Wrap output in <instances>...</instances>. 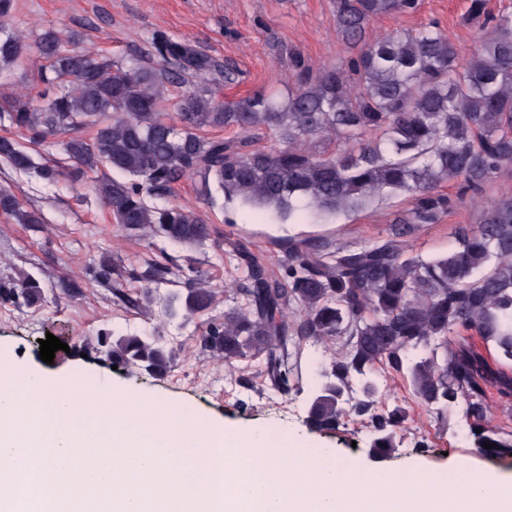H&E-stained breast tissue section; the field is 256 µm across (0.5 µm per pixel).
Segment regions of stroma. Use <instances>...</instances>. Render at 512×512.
<instances>
[{
    "mask_svg": "<svg viewBox=\"0 0 512 512\" xmlns=\"http://www.w3.org/2000/svg\"><path fill=\"white\" fill-rule=\"evenodd\" d=\"M468 5L469 0H421L416 12L384 17L371 31L411 29L435 20L466 58L480 32L479 23L464 19ZM9 23L21 30L26 51L10 79L0 81L1 105L22 94L40 99L44 85L36 42L50 28L78 34L76 49L99 50L123 64L146 56L152 32L160 29L235 68L236 80L230 85L223 78L203 76L169 85L174 101L201 89L220 100L260 88L285 91L290 48L300 50L316 67L338 64L347 54L335 33L332 0H16ZM93 184L87 177L49 187L0 160V188L44 218L40 224H19L0 214V282L12 283L29 273L40 280L45 295L42 304L31 307L0 295V358L48 374L83 376L94 386L167 402L193 416L264 430L288 445L321 448L339 464H358L384 476L420 467L438 477L467 463L512 477V458L476 454L460 436L458 414L442 416L426 407L408 378L397 374L386 375L379 399L380 409L405 412L396 447L387 458H373L369 430L360 420H346L330 433L310 431L304 395L271 388L256 361L245 359L228 367L205 347L204 336L224 317L220 301L191 319L164 323L160 342L176 349L180 358L166 376L113 368L95 350L101 332H133L143 326L145 318L132 302L140 294L139 276L151 264L167 265L182 275L196 270L220 292L237 275L228 261L233 246L245 247L280 276L285 263L281 243L293 239L355 246L388 236L395 213L409 208V197H382L364 211L328 223L277 224L258 211L224 209L203 194L199 178L185 179L175 185L170 200L197 212L209 224L211 236L200 245L172 247L160 237L135 236L120 228ZM478 217L476 207L463 204L440 223L420 225L403 246L425 257L446 254L454 245L456 225L477 223ZM103 254L120 268L122 290L94 279L93 269ZM49 333L68 348L56 351L48 364L39 357V341Z\"/></svg>",
    "mask_w": 512,
    "mask_h": 512,
    "instance_id": "obj_1",
    "label": "stroma"
}]
</instances>
